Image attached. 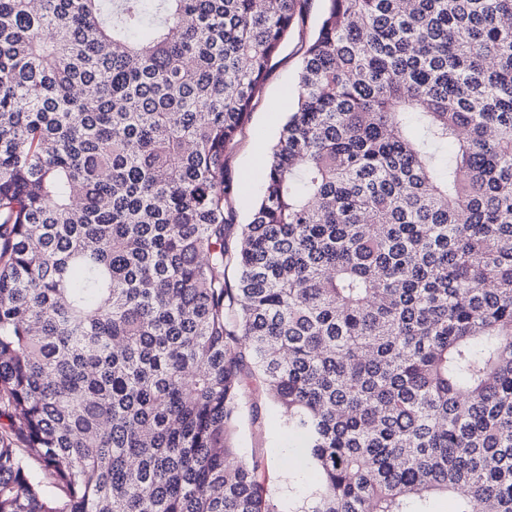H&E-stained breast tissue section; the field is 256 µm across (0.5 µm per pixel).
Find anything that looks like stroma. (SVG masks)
<instances>
[{"instance_id":"35a3bbf8","label":"stroma","mask_w":512,"mask_h":512,"mask_svg":"<svg viewBox=\"0 0 512 512\" xmlns=\"http://www.w3.org/2000/svg\"><path fill=\"white\" fill-rule=\"evenodd\" d=\"M323 6L324 0H303L300 17L272 58L241 135L225 155L224 176L234 186L230 206L235 224L248 223L261 196L267 156L296 101L302 47L315 32ZM252 400L258 412L244 414L233 434V445L239 455L261 462L280 512H291L295 501L311 489L309 473L298 465L294 442L277 420L275 409L261 393H254ZM291 462L296 465V481L287 489L282 484L281 467Z\"/></svg>"}]
</instances>
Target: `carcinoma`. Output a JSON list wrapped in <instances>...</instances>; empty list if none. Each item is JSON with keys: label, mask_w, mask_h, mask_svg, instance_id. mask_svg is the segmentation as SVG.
I'll return each instance as SVG.
<instances>
[{"label": "carcinoma", "mask_w": 512, "mask_h": 512, "mask_svg": "<svg viewBox=\"0 0 512 512\" xmlns=\"http://www.w3.org/2000/svg\"><path fill=\"white\" fill-rule=\"evenodd\" d=\"M299 2L0 0V512H279L250 379L294 512H512V0H324L232 250ZM323 0L301 2L300 17L272 58L264 84L255 99L241 135L225 155L224 176L234 186L230 206L234 228L247 224L263 190V168L296 101L302 45L316 30ZM253 170V180L244 175ZM251 173L246 174V179ZM258 408L257 419L254 420L249 406L244 411L242 421L233 434V445L240 456L256 457L270 478V491L279 503V510H293L294 502L307 494L311 486L307 469L299 465L297 448L275 418L276 410L269 406L263 394L253 392L250 398ZM294 463L296 481L290 488H283L281 478L282 464Z\"/></svg>", "instance_id": "cac0c4a2"}]
</instances>
